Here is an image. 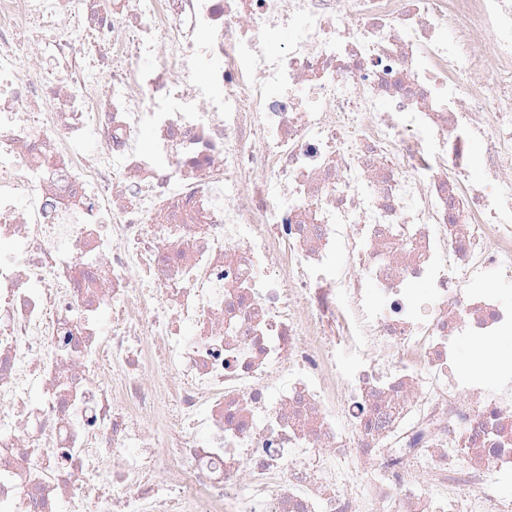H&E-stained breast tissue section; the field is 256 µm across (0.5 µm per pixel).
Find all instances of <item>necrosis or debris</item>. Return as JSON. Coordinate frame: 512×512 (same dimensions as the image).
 <instances>
[{
	"label": "necrosis or debris",
	"instance_id": "1",
	"mask_svg": "<svg viewBox=\"0 0 512 512\" xmlns=\"http://www.w3.org/2000/svg\"><path fill=\"white\" fill-rule=\"evenodd\" d=\"M508 335L512 0H0V512H512Z\"/></svg>",
	"mask_w": 512,
	"mask_h": 512
}]
</instances>
